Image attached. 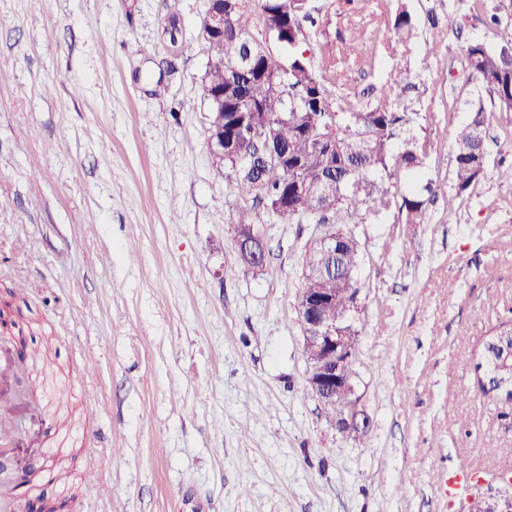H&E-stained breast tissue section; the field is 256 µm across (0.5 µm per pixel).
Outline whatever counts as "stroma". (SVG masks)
<instances>
[{
	"instance_id": "35a3bbf8",
	"label": "stroma",
	"mask_w": 512,
	"mask_h": 512,
	"mask_svg": "<svg viewBox=\"0 0 512 512\" xmlns=\"http://www.w3.org/2000/svg\"><path fill=\"white\" fill-rule=\"evenodd\" d=\"M406 5L416 29L389 22ZM315 73L337 97L417 84L439 187L421 224L396 211L358 243L362 440L307 385L297 303L321 229L259 215L270 253L245 276L229 233L239 199L208 147L205 0H0V286L10 356L68 405L16 403L15 512H463L437 479L460 463L512 468V402L458 366L512 323V135L490 116L487 168L448 211L453 135L471 114L464 49L512 30V0H309ZM499 22L487 24L488 15ZM372 45V61L354 52ZM495 443L496 455L485 452ZM55 478L46 481L44 473Z\"/></svg>"
}]
</instances>
